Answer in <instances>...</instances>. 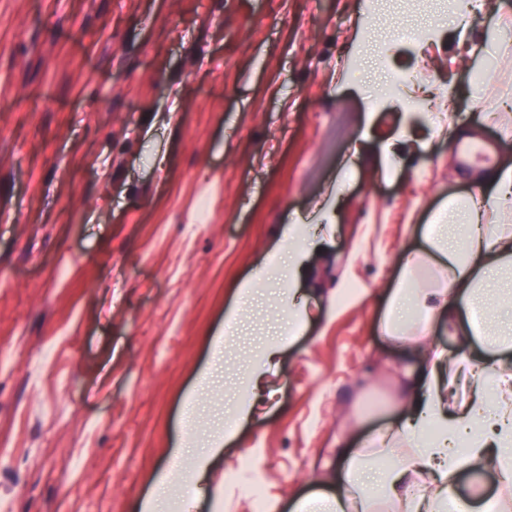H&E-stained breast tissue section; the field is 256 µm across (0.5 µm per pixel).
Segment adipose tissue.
<instances>
[{
    "label": "adipose tissue",
    "mask_w": 512,
    "mask_h": 512,
    "mask_svg": "<svg viewBox=\"0 0 512 512\" xmlns=\"http://www.w3.org/2000/svg\"><path fill=\"white\" fill-rule=\"evenodd\" d=\"M474 178L475 194L449 199L433 216L387 299L381 331L410 345L413 357L397 371L400 423L369 444L342 448L338 491L306 497L304 512H376L379 500L446 512L456 478L481 461L512 483V318L484 327L488 292L512 273V165ZM437 321L452 351L430 342ZM461 381L470 386L462 400L454 395Z\"/></svg>",
    "instance_id": "obj_1"
}]
</instances>
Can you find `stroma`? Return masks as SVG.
Masks as SVG:
<instances>
[{
  "label": "stroma",
  "mask_w": 512,
  "mask_h": 512,
  "mask_svg": "<svg viewBox=\"0 0 512 512\" xmlns=\"http://www.w3.org/2000/svg\"><path fill=\"white\" fill-rule=\"evenodd\" d=\"M448 0H0V512H134L175 444L235 422L190 512H293L334 492L337 439L392 424L404 349L379 323L448 197L473 194L460 137L512 162L508 54L473 97L486 23L465 45ZM435 25L419 49L408 28ZM391 40L378 58L376 45ZM424 73L464 134L378 101L384 72ZM499 113L486 122L485 113ZM411 129V156L383 142ZM331 232L317 236L320 210ZM309 256L293 330L263 274L287 226ZM262 274L232 329L240 279ZM263 412L236 421L267 345ZM196 411L185 421L182 405ZM249 460L252 475L224 479Z\"/></svg>",
  "instance_id": "35a3bbf8"
}]
</instances>
